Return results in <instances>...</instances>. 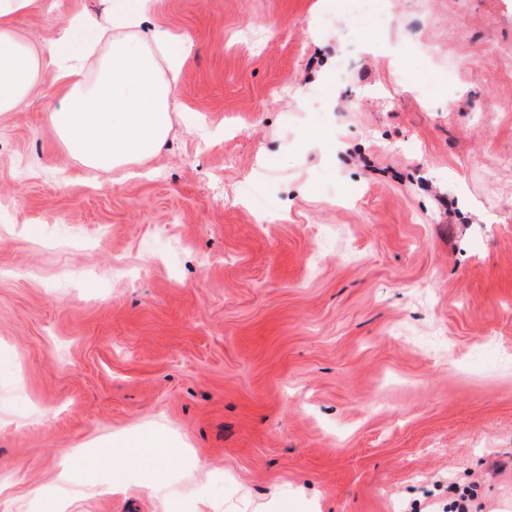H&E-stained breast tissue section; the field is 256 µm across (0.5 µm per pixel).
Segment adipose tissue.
<instances>
[{
	"instance_id": "ef3b65f1",
	"label": "adipose tissue",
	"mask_w": 512,
	"mask_h": 512,
	"mask_svg": "<svg viewBox=\"0 0 512 512\" xmlns=\"http://www.w3.org/2000/svg\"><path fill=\"white\" fill-rule=\"evenodd\" d=\"M36 2L0 0V112L25 106L39 90V68L52 67L61 102L51 106L47 123L78 159L77 180L102 177L118 185L165 144L176 108L169 75L182 57L171 51L168 35L141 29L155 0H137L131 9L114 5L95 22L75 14L58 38L39 44L16 30ZM90 25L93 40L81 35Z\"/></svg>"
}]
</instances>
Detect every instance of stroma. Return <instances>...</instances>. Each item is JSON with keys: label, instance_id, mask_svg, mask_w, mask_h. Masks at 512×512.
<instances>
[{"label": "stroma", "instance_id": "35a3bbf8", "mask_svg": "<svg viewBox=\"0 0 512 512\" xmlns=\"http://www.w3.org/2000/svg\"><path fill=\"white\" fill-rule=\"evenodd\" d=\"M379 6L155 0L180 107L114 187L58 182L51 67L0 116V512H512V0Z\"/></svg>", "mask_w": 512, "mask_h": 512}]
</instances>
